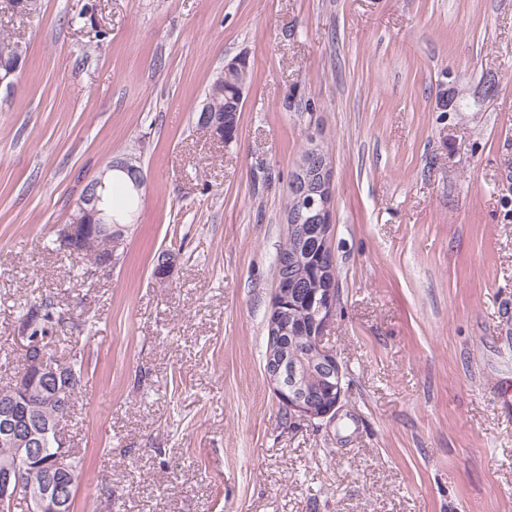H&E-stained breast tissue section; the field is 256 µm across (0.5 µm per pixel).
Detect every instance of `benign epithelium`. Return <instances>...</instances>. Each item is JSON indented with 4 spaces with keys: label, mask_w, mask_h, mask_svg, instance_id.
Segmentation results:
<instances>
[{
    "label": "benign epithelium",
    "mask_w": 512,
    "mask_h": 512,
    "mask_svg": "<svg viewBox=\"0 0 512 512\" xmlns=\"http://www.w3.org/2000/svg\"><path fill=\"white\" fill-rule=\"evenodd\" d=\"M199 127L207 130L215 138H220L219 122L216 113L212 112L208 103H203L197 116ZM120 170L132 176L133 187L140 191L144 186L143 172L140 159L130 153L121 158L113 159L103 169ZM106 188L105 177L94 182L91 188L77 202L76 213L72 215L71 223L63 236V245L78 250L83 245L96 246L102 240H116L121 237L118 230H112V218L103 208V196L99 190ZM334 208L333 170L322 161L321 144L316 139H310L307 151L301 156L291 180L289 206L285 220L289 224L298 225L301 239H306L317 233L309 226H300L308 221L322 225L324 242L330 243L333 224ZM335 266L325 270L327 288L319 299L313 301L311 314L314 323L325 328L336 309L339 296L338 283L334 275ZM288 284L279 282L273 303L268 314V352L266 376L275 386L279 396L288 408L301 412L309 417L323 418L331 414L336 405L320 409L305 402L298 387L297 369L292 367L285 370L286 359L278 354V338L285 332L280 324L282 318L280 297L287 291ZM25 341L24 351L30 358L29 364L33 369L27 377L19 381L13 403L0 405V442L10 443L18 448L19 458L24 462L34 461L41 454V447L48 438H53L57 445L53 467L39 482L24 484L17 465L0 467V504L13 503L17 498L24 497L31 512H63L65 507V485L72 477L71 459L73 454L67 448L66 440L58 426L52 421L36 425L28 417H20L15 403L27 400L32 396L49 395L52 399L59 398V391L53 389V383L59 382L63 367L51 358L45 349L43 341L30 339L22 335ZM311 352L317 354L323 366L336 371L338 385L336 391L342 392L341 368L336 358L321 344V336L311 337Z\"/></svg>",
    "instance_id": "1"
}]
</instances>
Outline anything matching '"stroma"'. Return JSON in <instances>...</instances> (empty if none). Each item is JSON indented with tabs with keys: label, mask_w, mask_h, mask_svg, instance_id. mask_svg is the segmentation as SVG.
Returning <instances> with one entry per match:
<instances>
[{
	"label": "stroma",
	"mask_w": 512,
	"mask_h": 512,
	"mask_svg": "<svg viewBox=\"0 0 512 512\" xmlns=\"http://www.w3.org/2000/svg\"><path fill=\"white\" fill-rule=\"evenodd\" d=\"M0 34L29 46L0 87V386L25 364L22 307L53 298L47 350L87 381L64 429L74 512H512V0H42L36 20L0 7ZM240 56L227 144L196 117ZM313 138L340 293L324 418L264 371ZM129 152L146 181L111 263L60 247Z\"/></svg>",
	"instance_id": "35a3bbf8"
}]
</instances>
